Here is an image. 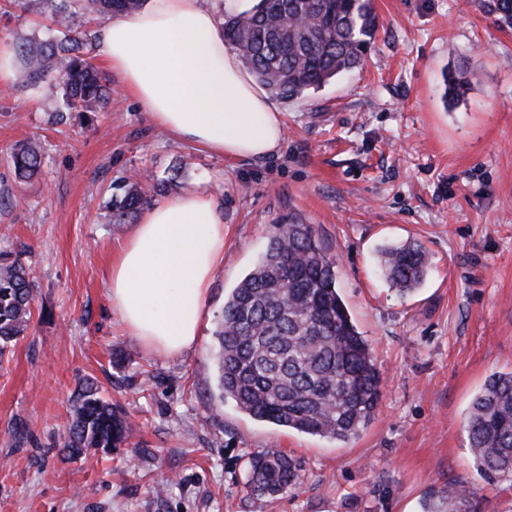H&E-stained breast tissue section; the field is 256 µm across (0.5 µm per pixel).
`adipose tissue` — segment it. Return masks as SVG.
<instances>
[{
  "label": "adipose tissue",
  "mask_w": 512,
  "mask_h": 512,
  "mask_svg": "<svg viewBox=\"0 0 512 512\" xmlns=\"http://www.w3.org/2000/svg\"><path fill=\"white\" fill-rule=\"evenodd\" d=\"M260 0H146L98 30L107 65L152 119L176 137L227 157L261 159L284 137L283 115L225 42L223 16ZM224 262V215L191 191L144 211L109 269V298L131 335L152 350L192 349Z\"/></svg>",
  "instance_id": "obj_1"
}]
</instances>
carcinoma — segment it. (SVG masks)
<instances>
[{
	"mask_svg": "<svg viewBox=\"0 0 512 512\" xmlns=\"http://www.w3.org/2000/svg\"><path fill=\"white\" fill-rule=\"evenodd\" d=\"M63 37L19 43L30 88L60 80L69 112L102 111L110 92L92 63L95 31L71 26V0H48ZM83 13L103 19L134 14L143 0H80ZM499 28L512 29V0H480ZM379 18L373 0H261L252 14L224 20V40L246 69L284 102L319 89L361 66L374 43ZM447 95L458 98L468 83L445 75ZM21 180L41 168L35 140L13 153ZM107 202L114 224H125L150 202L134 178L115 186ZM417 241L380 250L381 272L400 294L416 290L430 269ZM336 262L312 225L297 218L274 225L265 252L224 299L219 340L218 387L237 408L258 421L347 443L375 418L382 393L381 369L353 323L336 285ZM32 271L20 254L0 252V355L32 321ZM466 429L477 472L490 485L512 487V372L493 373L474 398ZM129 420L83 383L73 401L59 452L67 459L127 442ZM246 492L262 501L297 487L302 469L279 448L249 456ZM425 512H477L464 481L434 491Z\"/></svg>",
	"mask_w": 512,
	"mask_h": 512,
	"instance_id": "obj_1",
	"label": "carcinoma"
}]
</instances>
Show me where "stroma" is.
Returning <instances> with one entry per match:
<instances>
[{
	"instance_id": "obj_1",
	"label": "stroma",
	"mask_w": 512,
	"mask_h": 512,
	"mask_svg": "<svg viewBox=\"0 0 512 512\" xmlns=\"http://www.w3.org/2000/svg\"><path fill=\"white\" fill-rule=\"evenodd\" d=\"M374 5L363 66L281 103L284 141L258 161L170 136L113 73L107 108L56 123L60 90L26 87L16 63L0 91V251L21 254L35 286L31 326L0 357V512H423L431 491L462 479L478 512H512V489L482 480L465 431L487 377L512 371V30L475 0ZM50 12L14 0L0 10V41L59 39ZM451 71L469 80L454 100ZM30 138L42 173L25 184L12 152ZM139 170L171 195L209 190L224 214L199 342L177 356L125 331L109 298L112 253L132 227L111 223L104 200ZM291 216L335 258L385 380L376 419L347 444L248 418L217 385L224 298ZM408 238L431 269L404 296L378 249ZM87 380L133 435L66 461L60 437ZM263 448L297 459L303 481L259 503L244 490L245 461Z\"/></svg>"
}]
</instances>
